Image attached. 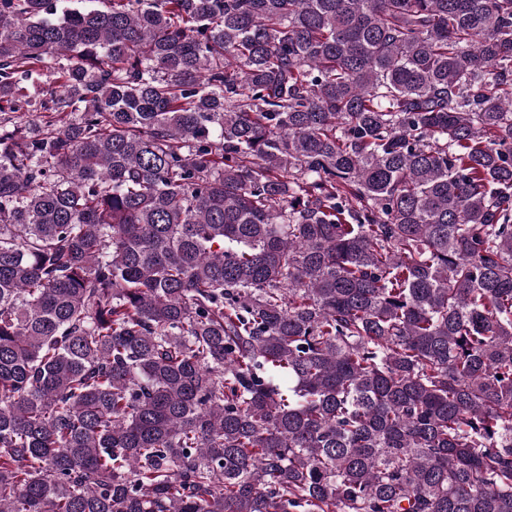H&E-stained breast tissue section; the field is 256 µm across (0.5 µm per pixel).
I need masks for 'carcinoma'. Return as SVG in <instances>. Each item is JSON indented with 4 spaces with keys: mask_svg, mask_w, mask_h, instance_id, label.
<instances>
[{
    "mask_svg": "<svg viewBox=\"0 0 512 512\" xmlns=\"http://www.w3.org/2000/svg\"><path fill=\"white\" fill-rule=\"evenodd\" d=\"M74 2L0 0V512H512V0Z\"/></svg>",
    "mask_w": 512,
    "mask_h": 512,
    "instance_id": "1",
    "label": "carcinoma"
}]
</instances>
